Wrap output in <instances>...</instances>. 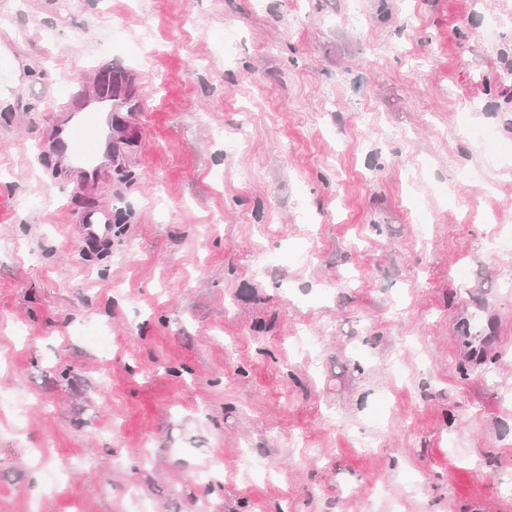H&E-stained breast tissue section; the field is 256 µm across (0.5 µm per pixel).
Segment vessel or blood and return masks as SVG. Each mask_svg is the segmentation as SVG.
<instances>
[{
	"label": "vessel or blood",
	"instance_id": "b4317fda",
	"mask_svg": "<svg viewBox=\"0 0 512 512\" xmlns=\"http://www.w3.org/2000/svg\"><path fill=\"white\" fill-rule=\"evenodd\" d=\"M113 107L111 91L90 96L85 89H78L63 105L61 120L45 143L75 188L99 182L112 160ZM75 230L83 244L102 246L110 243L111 207L95 205L82 211Z\"/></svg>",
	"mask_w": 512,
	"mask_h": 512
}]
</instances>
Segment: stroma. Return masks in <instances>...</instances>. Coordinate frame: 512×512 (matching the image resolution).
<instances>
[{
	"label": "stroma",
	"mask_w": 512,
	"mask_h": 512,
	"mask_svg": "<svg viewBox=\"0 0 512 512\" xmlns=\"http://www.w3.org/2000/svg\"><path fill=\"white\" fill-rule=\"evenodd\" d=\"M1 11L0 512H512V155L459 123L512 146V0ZM101 67L154 109L75 192L46 105ZM96 203L105 253L72 227Z\"/></svg>",
	"instance_id": "obj_1"
}]
</instances>
